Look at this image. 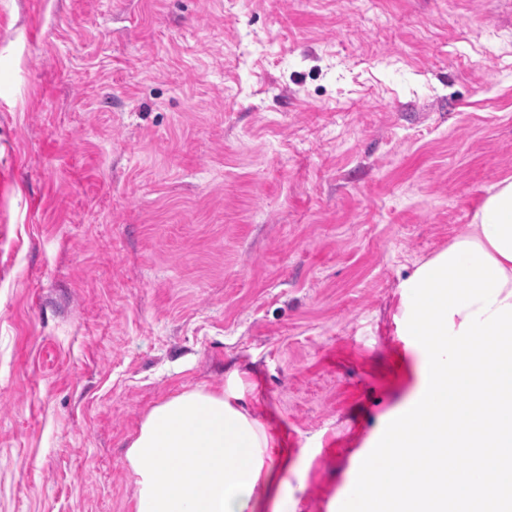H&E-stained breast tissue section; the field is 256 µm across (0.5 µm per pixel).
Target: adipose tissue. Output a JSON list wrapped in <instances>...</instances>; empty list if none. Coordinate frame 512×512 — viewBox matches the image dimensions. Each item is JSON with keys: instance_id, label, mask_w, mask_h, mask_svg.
I'll use <instances>...</instances> for the list:
<instances>
[{"instance_id": "1", "label": "adipose tissue", "mask_w": 512, "mask_h": 512, "mask_svg": "<svg viewBox=\"0 0 512 512\" xmlns=\"http://www.w3.org/2000/svg\"><path fill=\"white\" fill-rule=\"evenodd\" d=\"M401 320L413 336L408 398L378 419L380 449L400 459L385 503L403 512L438 493L431 470L453 446L479 451L480 481L453 482L472 512L512 504V178L493 186L466 231L416 264ZM292 456L247 405L239 371L220 389L185 391L151 409L129 441L134 512H288L283 479L268 462Z\"/></svg>"}]
</instances>
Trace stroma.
<instances>
[{
  "mask_svg": "<svg viewBox=\"0 0 512 512\" xmlns=\"http://www.w3.org/2000/svg\"><path fill=\"white\" fill-rule=\"evenodd\" d=\"M512 177V0H0V512H133L239 370L336 512L411 384L415 261Z\"/></svg>",
  "mask_w": 512,
  "mask_h": 512,
  "instance_id": "35a3bbf8",
  "label": "stroma"
}]
</instances>
